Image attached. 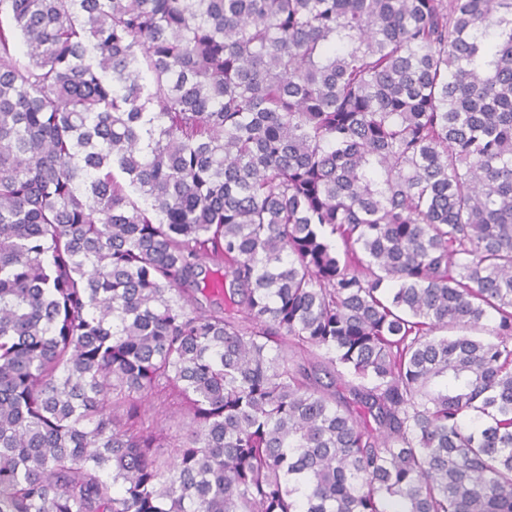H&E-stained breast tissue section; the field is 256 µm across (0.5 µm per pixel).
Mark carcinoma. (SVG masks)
Listing matches in <instances>:
<instances>
[{
    "mask_svg": "<svg viewBox=\"0 0 512 512\" xmlns=\"http://www.w3.org/2000/svg\"><path fill=\"white\" fill-rule=\"evenodd\" d=\"M0 512H512V0H0Z\"/></svg>",
    "mask_w": 512,
    "mask_h": 512,
    "instance_id": "1",
    "label": "carcinoma"
}]
</instances>
